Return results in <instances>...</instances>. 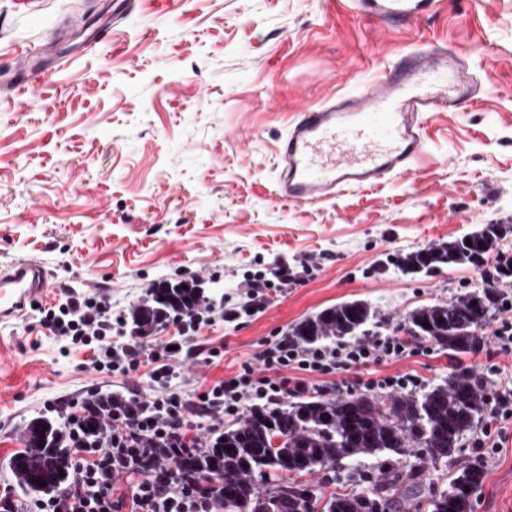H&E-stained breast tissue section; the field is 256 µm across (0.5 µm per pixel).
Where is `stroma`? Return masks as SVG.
I'll use <instances>...</instances> for the list:
<instances>
[{"label": "stroma", "mask_w": 512, "mask_h": 512, "mask_svg": "<svg viewBox=\"0 0 512 512\" xmlns=\"http://www.w3.org/2000/svg\"><path fill=\"white\" fill-rule=\"evenodd\" d=\"M0 0V269L39 261L63 286L127 309L152 282H219L232 303L287 269L265 306L200 338L220 360L181 361L185 390L236 375L264 339L338 303H370L378 335L407 329L412 309L480 286L479 268L404 275L396 255L512 225V0H440L434 13L388 28L346 0ZM107 42L85 48L96 28ZM447 45L470 57L481 91L437 112L406 175L319 203L276 195L278 145L308 105L352 90L403 51ZM52 50L26 91L9 88L25 50ZM479 352L453 355L413 338L411 352L337 375L412 374L424 386L459 367L512 388V349L493 327ZM83 349L31 317L0 324V488L24 428L49 401L80 397L100 376ZM464 436L457 465L486 472L474 512H512V420L494 447Z\"/></svg>", "instance_id": "stroma-1"}]
</instances>
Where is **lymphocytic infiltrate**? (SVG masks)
I'll list each match as a JSON object with an SVG mask.
<instances>
[{
  "label": "lymphocytic infiltrate",
  "mask_w": 512,
  "mask_h": 512,
  "mask_svg": "<svg viewBox=\"0 0 512 512\" xmlns=\"http://www.w3.org/2000/svg\"><path fill=\"white\" fill-rule=\"evenodd\" d=\"M250 304L224 308L204 298L193 315L173 317L176 334L158 349L145 338H128L129 313L116 310L110 299L61 288L56 303L35 305L37 323L68 347L90 351L89 365L106 376L137 374L148 367L151 386L132 390L104 412L97 432H88L102 388L87 390L82 399L55 400L48 409L63 421V440L72 450L73 479L62 491L20 499L0 493V512H216L212 492L197 478L172 469L173 461L212 447L225 420L242 418L251 402L280 401L290 391H302L305 380L289 383L286 368L318 374V389H331L333 375L365 366L380 357H401L410 341L402 336L378 337L343 347H303L282 336L265 341L260 366L246 362L239 374L219 379L200 393H186L178 369L202 329L216 322H233L258 309L261 284H254ZM163 449L168 463L145 465L153 450Z\"/></svg>",
  "instance_id": "obj_1"
}]
</instances>
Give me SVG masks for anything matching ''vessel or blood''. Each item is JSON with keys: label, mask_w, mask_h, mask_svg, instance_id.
<instances>
[{"label": "vessel or blood", "mask_w": 512, "mask_h": 512, "mask_svg": "<svg viewBox=\"0 0 512 512\" xmlns=\"http://www.w3.org/2000/svg\"><path fill=\"white\" fill-rule=\"evenodd\" d=\"M357 13L384 26L407 25L435 0H350ZM480 83L455 50L429 46L401 53L383 73L352 92L306 106L277 151V193L284 203H316L349 188L408 173L425 150L429 113L456 111ZM38 262L0 274V323L16 320L49 290Z\"/></svg>", "instance_id": "obj_1"}]
</instances>
